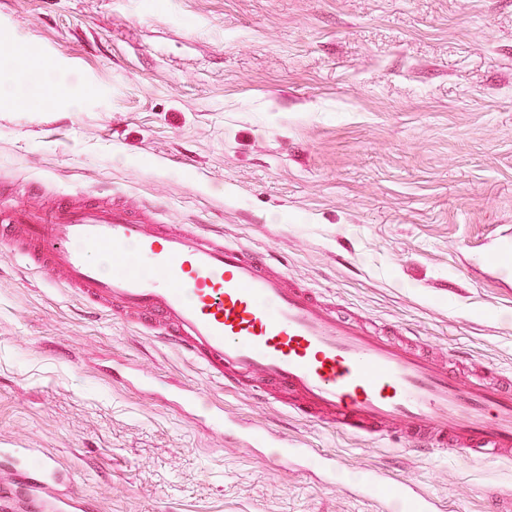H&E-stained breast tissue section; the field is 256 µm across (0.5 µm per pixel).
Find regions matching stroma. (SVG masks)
<instances>
[{
	"label": "stroma",
	"mask_w": 512,
	"mask_h": 512,
	"mask_svg": "<svg viewBox=\"0 0 512 512\" xmlns=\"http://www.w3.org/2000/svg\"><path fill=\"white\" fill-rule=\"evenodd\" d=\"M0 82L1 194L159 203L433 356L512 374V0H0ZM116 362L446 512L512 490V461L350 437L224 387L0 246V444L53 453L90 512H375L114 380Z\"/></svg>",
	"instance_id": "stroma-1"
}]
</instances>
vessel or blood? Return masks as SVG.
I'll use <instances>...</instances> for the list:
<instances>
[{"instance_id": "1", "label": "vessel or blood", "mask_w": 512, "mask_h": 512, "mask_svg": "<svg viewBox=\"0 0 512 512\" xmlns=\"http://www.w3.org/2000/svg\"><path fill=\"white\" fill-rule=\"evenodd\" d=\"M156 205L77 203L48 207L0 199V243L26 264L60 278L90 305L120 307L186 352L225 387L284 394L288 409L344 434L378 439L400 427L416 450L448 449L465 459L512 451V385L483 372L461 377L409 342L405 328L375 331L336 311L311 288L289 282L263 253L195 225L157 223ZM203 426L258 447L270 467L306 457L334 482L342 463L308 458L271 429L228 422L214 400L151 384ZM433 512L417 486L385 501ZM71 473L41 448H0V512H88Z\"/></svg>"}]
</instances>
